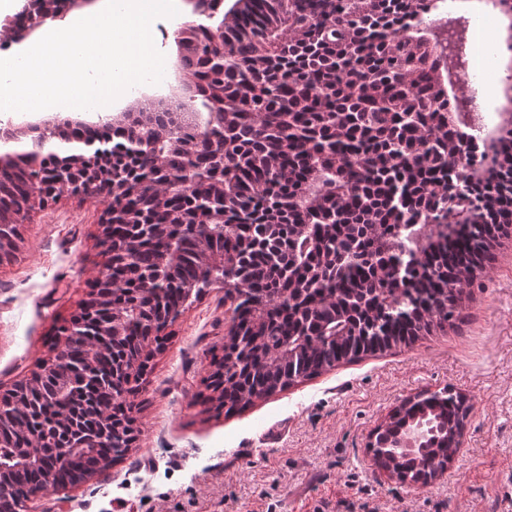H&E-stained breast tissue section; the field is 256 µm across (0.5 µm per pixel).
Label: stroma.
<instances>
[{
    "instance_id": "stroma-1",
    "label": "stroma",
    "mask_w": 512,
    "mask_h": 512,
    "mask_svg": "<svg viewBox=\"0 0 512 512\" xmlns=\"http://www.w3.org/2000/svg\"><path fill=\"white\" fill-rule=\"evenodd\" d=\"M475 16L486 50L457 86L484 102L485 137L512 117V21L490 0H446ZM103 198L34 210L0 259V391L53 357L50 339L102 275ZM231 315L223 289L190 298L163 332L134 399L137 442L92 482L48 489L35 512H512V244L471 290L463 321L218 414L211 355ZM470 403L446 480L422 488L374 473L371 431L406 397L444 387Z\"/></svg>"
}]
</instances>
